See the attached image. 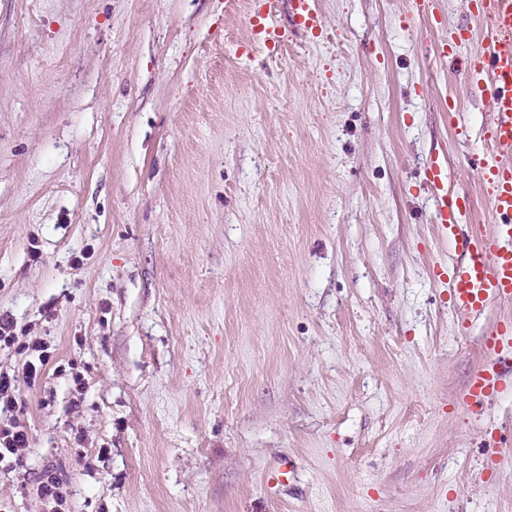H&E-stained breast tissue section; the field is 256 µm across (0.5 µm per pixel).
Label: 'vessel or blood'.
<instances>
[{"label":"vessel or blood","instance_id":"vessel-or-blood-1","mask_svg":"<svg viewBox=\"0 0 512 512\" xmlns=\"http://www.w3.org/2000/svg\"><path fill=\"white\" fill-rule=\"evenodd\" d=\"M315 2L288 0L290 27L318 32ZM473 15L488 21L490 35L478 55L466 61L465 72L472 92L489 97L492 109L486 124L490 148L473 153L469 162L491 186L489 202L496 218L491 231L483 233L468 224L469 202L449 192L446 160L436 156L426 163L431 221L438 235L459 245L463 253L461 262L445 273L449 302L470 314L491 300H512V0H477ZM251 25L260 46L286 36L267 15L252 16ZM484 345L491 361L471 378L466 396V408L473 415L481 413L489 398L512 390V323L500 324ZM294 472L293 459L282 457L269 470L267 484L284 485Z\"/></svg>","mask_w":512,"mask_h":512}]
</instances>
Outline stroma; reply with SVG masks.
<instances>
[{"label": "stroma", "instance_id": "stroma-1", "mask_svg": "<svg viewBox=\"0 0 512 512\" xmlns=\"http://www.w3.org/2000/svg\"><path fill=\"white\" fill-rule=\"evenodd\" d=\"M434 2L318 0L268 48L247 0H0V312L54 350L0 512L45 467L73 512H512V394L464 409L512 300L452 308L424 173L492 228L489 30ZM289 4V25L316 35L319 31V15L315 8L316 0H286ZM295 464L291 457L284 456L268 471L266 481L270 488H277L293 477Z\"/></svg>", "mask_w": 512, "mask_h": 512}]
</instances>
